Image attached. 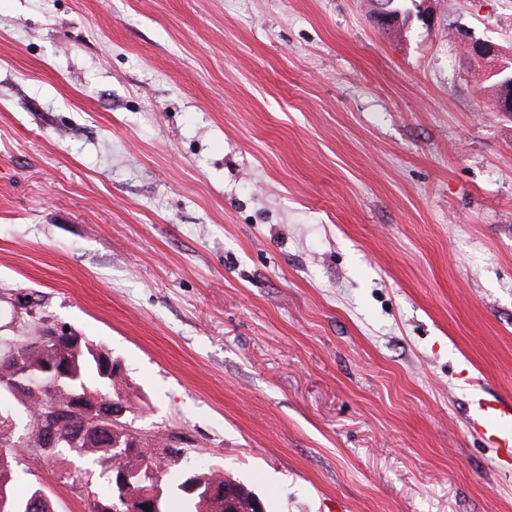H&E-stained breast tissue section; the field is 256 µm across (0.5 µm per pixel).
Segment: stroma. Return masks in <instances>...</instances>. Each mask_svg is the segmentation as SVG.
<instances>
[{"mask_svg": "<svg viewBox=\"0 0 512 512\" xmlns=\"http://www.w3.org/2000/svg\"><path fill=\"white\" fill-rule=\"evenodd\" d=\"M0 0V325L122 367L147 434L268 512H512V0ZM15 484L90 512L103 469ZM393 0H379L376 3V11H375V20L377 19L381 21H385L387 23H392L394 25H399L400 23L407 22L412 16L413 11L411 12L410 17H403L404 14L408 10V4L412 3V0H395L394 6L397 10L401 12H394V8H392ZM457 31L471 56L487 60L494 66L500 60L501 49L498 43L490 39L476 37L471 31L463 27H458ZM507 68L499 67L495 68L490 72V77H498L499 79V88L500 93L497 98L498 89L496 81L495 83H491L488 85L489 88H492V93L495 95V109L498 112H512V74L506 73ZM495 93V94H494ZM476 405L468 421L469 431L497 455L512 460V402L479 399Z\"/></svg>", "mask_w": 512, "mask_h": 512, "instance_id": "35a3bbf8", "label": "stroma"}]
</instances>
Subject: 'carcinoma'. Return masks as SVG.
Wrapping results in <instances>:
<instances>
[{"label":"carcinoma","mask_w":512,"mask_h":512,"mask_svg":"<svg viewBox=\"0 0 512 512\" xmlns=\"http://www.w3.org/2000/svg\"><path fill=\"white\" fill-rule=\"evenodd\" d=\"M9 392L16 403H0V503L9 504L6 512H55L52 499L40 488L18 497L13 489V461L7 441L13 423L22 416L30 433L25 448H39L43 435L55 425L44 418L47 408L63 410L57 431L71 432L77 439L72 452L86 461L97 462L107 474V486L93 499L92 512H103L98 503L111 502L127 495L142 498L151 512H172L170 501L184 502L183 512H242L246 499L233 489L241 482L224 479L217 468L187 474L176 483L161 482L156 487L148 472H158L148 461L145 449H155V456L165 458L179 453L163 435L148 436L127 426L115 427L109 421H94L80 412L100 407L110 410L125 402L132 408L134 393L120 376L118 365L92 341L71 333L40 340L27 336H0V390ZM124 470L131 484L122 488L112 483V476Z\"/></svg>","instance_id":"1"}]
</instances>
